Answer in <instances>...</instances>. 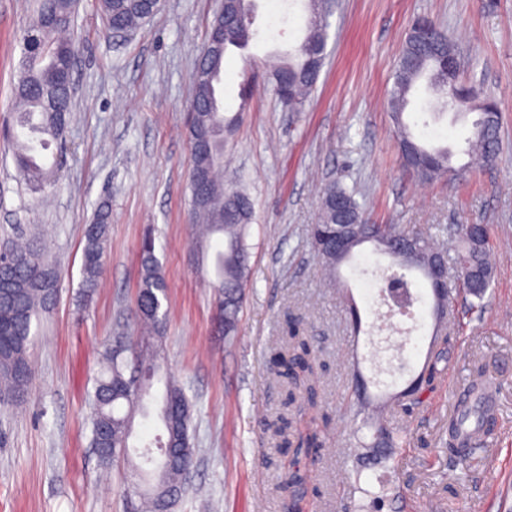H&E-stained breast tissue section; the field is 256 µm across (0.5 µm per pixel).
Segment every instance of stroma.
<instances>
[{
	"label": "stroma",
	"mask_w": 512,
	"mask_h": 512,
	"mask_svg": "<svg viewBox=\"0 0 512 512\" xmlns=\"http://www.w3.org/2000/svg\"><path fill=\"white\" fill-rule=\"evenodd\" d=\"M216 9V0H163L137 32L115 37L99 0H78L72 112L47 151L58 160V182L30 188L0 136V244L39 229L60 272L57 303L29 351L28 392L0 401V512H137L126 461L102 466L90 445L88 393L105 342L137 331L139 246L148 232L168 287L158 349L194 405L197 464L172 512H281L288 458L264 424L282 410L269 361L293 318L317 340L318 391L329 415L321 462L306 477L310 512H344L355 468L394 486L403 512H512V0H336L329 58L300 112L283 107L263 71L302 39L304 2L255 0L257 35L246 49L227 51L218 86L225 115L239 118L224 142V183L244 187L254 202L251 278L230 340L211 286L214 256L191 249L187 113ZM32 15V0H0V127L15 122L12 88ZM418 17L447 28L460 82L493 98L501 113L497 164L455 182L420 181L399 159L387 100ZM434 101L419 89L407 120L415 133L455 148L452 163L461 165L469 125L449 113L434 118ZM330 181L357 188L372 222L444 224L451 247L460 225L487 224L496 243L482 318L460 308L448 318L454 351L443 384L414 415L387 405L389 427L408 443L385 465L354 445L355 398L346 384L361 377L371 396L406 388L433 341L432 295L409 272L419 301L394 316L392 329L378 330L389 260L368 243L340 266L335 284L325 282L308 228ZM103 203L112 209L104 270L83 302V228ZM351 306L361 317L356 333L346 320ZM479 371L498 388L497 429L475 455L471 478L449 466L445 440L448 418Z\"/></svg>",
	"instance_id": "stroma-1"
}]
</instances>
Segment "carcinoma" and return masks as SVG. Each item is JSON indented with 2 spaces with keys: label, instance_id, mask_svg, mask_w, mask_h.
Wrapping results in <instances>:
<instances>
[{
  "label": "carcinoma",
  "instance_id": "obj_1",
  "mask_svg": "<svg viewBox=\"0 0 512 512\" xmlns=\"http://www.w3.org/2000/svg\"><path fill=\"white\" fill-rule=\"evenodd\" d=\"M100 6L113 30L129 32L152 18L149 0H100ZM75 7L76 0H36L32 24L24 36L22 73L13 89L16 125L21 131L11 135V142L18 171L36 188L53 182L56 177L57 163L47 165L39 162L37 157L40 151L58 140L71 110V90H57L51 107L47 106L45 93L55 87L59 67L77 51L76 41L71 37ZM306 9L309 21L303 43L276 66L282 72L287 70L296 75L289 89L274 87L277 98H287L288 108L294 112L303 110L316 87V82L302 77L307 62L304 42L328 38L329 23L319 10V0H306ZM427 27L433 31L431 43H417L409 35L401 47L389 94L391 117L397 129L398 152H403L406 145L415 152L412 160L401 159L407 171L422 181L444 177L456 180L469 171L471 164L492 165L497 161L500 113H484L483 109L491 99L473 88L464 87L456 75L444 72L442 58L457 53V50L436 22L427 20ZM221 37L226 50L245 48L253 37L249 13H244L238 25L225 26L222 20H213L207 40ZM424 77L442 108L457 110L464 116L470 112L476 114L463 149L470 164L453 167L452 150L428 144L405 121L409 95ZM193 122L202 127L223 124L232 129L236 119L226 118L221 103L216 101L207 108L195 109ZM223 154L224 145L217 143L211 147V188L201 203L196 202V196H191V215L198 222L197 244L201 252L211 248L214 235H223V248L215 252L216 288L224 314V336L232 338L238 334V314L250 278L247 237L254 205L246 190L226 188L219 180ZM356 195V188L336 185L327 186L322 192L319 222L312 226L309 241L327 278L336 279V271L352 257L354 250L371 242L391 259V267L395 268L391 277L398 280L410 302H415L417 296L413 294L412 282L404 271L417 270L432 290L433 303L440 304L443 309L453 306L461 296L466 298L469 309L483 308L482 301L493 277L491 241L486 225H481L482 239L477 244L470 240L466 228L460 229L456 275L448 278L442 285L443 291L437 293L429 260L440 253L439 241L441 236L448 234V227L441 225L432 233L398 224H374L366 217ZM338 199L361 220L354 227V243L342 254L326 243L336 232L331 204ZM108 234V220L100 214L94 223L85 227L82 266V298L85 300L102 274ZM3 252L0 278L6 291L0 301V392L14 394L26 390L31 373L28 351L35 338L34 322L56 301L59 271L34 240L17 242ZM139 252V318L143 329L159 338L167 319V311L163 310L167 286L155 256L154 240L144 238ZM451 355L448 336L432 345L422 371L400 392L406 409H414L423 403L424 391L442 383ZM272 364L274 374L287 393L283 413L266 423V427L280 439L282 447L292 451L283 481L288 491L284 512H301L308 505L305 469L318 463L324 446V434L318 429V422H327L318 404L319 364L312 337L303 335L295 324L289 326L288 335L282 337L281 344L275 348ZM127 371L130 372L128 376L125 375ZM163 373L164 363L160 355L144 351L143 337L122 336L105 346L102 366L94 378L91 393L92 445L105 465L113 461L115 452L125 449L124 459L134 479L138 480L135 489L146 512H170L174 501L182 496L187 472L193 467L195 456L189 433L192 405L183 386L168 376L161 396L152 392L154 379ZM152 408L162 423L164 434L139 449L135 447L128 451L133 435V415L140 411L147 416ZM366 409L371 411V416L363 426L370 435L363 434L358 438L362 448H402L406 445L404 437L384 423L382 406L362 397L360 410ZM495 428L496 419L482 410L476 388H468L460 398L456 412L448 418L449 463L469 462L478 449L488 445V439L495 435ZM395 495L396 492L389 491L387 486H380L379 491L371 493L366 512H380Z\"/></svg>",
  "mask_w": 512,
  "mask_h": 512
}]
</instances>
